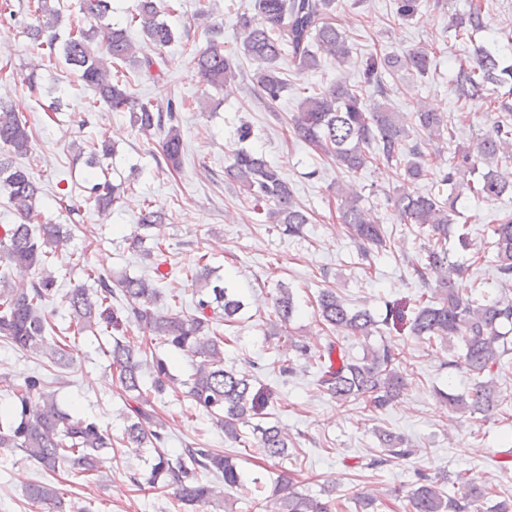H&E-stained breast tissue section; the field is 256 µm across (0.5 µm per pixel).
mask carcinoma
Here are the masks:
<instances>
[{"label": "carcinoma", "mask_w": 512, "mask_h": 512, "mask_svg": "<svg viewBox=\"0 0 512 512\" xmlns=\"http://www.w3.org/2000/svg\"><path fill=\"white\" fill-rule=\"evenodd\" d=\"M112 0H83L82 11L93 25H70L60 38L59 9L53 0H34L28 5L36 23L25 31L32 49H49L59 53L65 63L89 87L96 101L115 112H127L130 121L144 136L157 135L166 167H180L184 137L178 112L184 101L140 99L131 92V79L114 71L119 63L135 62L136 46L128 35V26L138 25L145 40L158 50L170 45L175 30L161 19L162 0H136L126 23L112 21ZM335 0H253L251 14L240 18L244 54L259 64L253 75L257 94L269 105L274 104L288 87L279 62L291 56L298 68L315 70L326 56L339 65L348 63L351 47L348 35L336 24ZM482 0L470 3L465 17L455 21L456 31L470 37L485 30ZM397 16L413 20L423 16L422 0H397ZM432 50L410 49L406 54H372L363 65V84H336L304 97L293 113L289 125L296 139L332 157L336 165L349 171L363 169L372 161L403 162L401 176L420 180L429 175L430 164L417 144L407 145L409 128L400 113L388 103V88L383 75L400 70L422 77L432 66ZM197 72L206 84L221 87L234 81L240 67L233 57L213 45L194 57ZM512 85V65H503L494 49H485L473 64L461 65L455 78L456 98L467 104L487 102L488 86ZM497 117L474 147L454 150L448 172L441 175L440 185L448 187L447 197L426 193L397 195L393 207L402 224H412L427 240L425 255L414 271L425 282L434 281L429 299L416 305L409 319L410 333L429 341L457 342L462 348L460 362L471 376V390L442 393L441 401L454 413L485 417L501 411L502 400L495 374L509 366L505 356L512 352L508 336L512 334V298L477 300L457 287L468 268L448 260V226L458 213L460 196L455 194L458 176L474 173L484 163L487 171L477 181L467 184L473 197L495 200L512 191V107L495 106ZM412 128L429 138H444L448 132V115L424 108L416 113ZM35 134L25 116L13 107L0 103V188L8 194L18 217L15 224H0V340L17 349L45 358L51 367L61 369L72 359L66 338L46 335L45 305L56 293L55 259L68 245L71 231L62 224L42 223L37 207L40 187L30 171L16 159L32 153ZM115 146L102 137L91 144L92 163L97 171L86 179V200L100 213L119 203L126 187L115 184L103 160ZM224 178L247 195L253 209L266 222L277 224L290 237L303 235L310 223L308 212L299 205L281 171L262 155L241 149L224 168ZM340 223L358 248L361 259L368 262L387 247V233L373 222L361 204V198L347 189L337 193ZM170 219L168 211L152 202L142 208L136 230L131 234L132 248L144 258H154L161 244L145 246L146 231ZM493 262L504 284L512 283V215L488 226ZM31 274L29 282L11 281V269ZM155 277L116 278L99 275L93 284H78L67 292L73 334H83L96 326L118 331L135 324L146 329L163 343L191 355L196 360L194 372L185 382L187 396L206 410L228 440L241 443L240 427L252 429L255 442L270 459L288 456V433L276 422L265 420L264 410L272 393L255 386L256 380L224 365V336L214 328L217 319L230 325L237 321L243 301L219 281L211 280L212 270L197 263L191 275L196 298L193 312L176 310L172 302L157 307L161 298L159 284L168 273L155 266ZM273 313L280 324L292 318L293 295L283 284L277 285L272 298ZM317 317L321 324L338 333L369 336L376 321L366 309H353L333 289L323 290L317 300ZM288 349L296 356L315 362L318 385L337 402L358 401L373 412H383L406 389L407 360L403 351L383 345L351 358L331 341L318 353L307 344L288 339ZM109 357L112 383L132 401L125 413L123 441L130 448H151L155 453L148 477L133 476L139 488H158V483L172 490L174 498L200 512L224 501V487L244 486L242 475L231 457L216 448H186L171 458L163 451L167 437L161 432L152 398L165 392L168 366L159 357H148L142 344L116 338L104 351ZM151 365L155 378L146 387L143 370ZM0 383L11 393V407L0 420V450L18 449L43 471L56 473L71 469L84 477L97 475L104 463V453L112 447V434L97 422L62 411L55 392L40 375L14 384L3 377ZM377 440L382 455L368 466H383L394 460L407 459L416 449L400 434L380 430ZM204 473L222 476L224 486L202 478ZM462 491L449 495L445 481L420 472L407 492L402 512H512V499L489 506L492 494L480 481L463 474L458 476ZM277 512H337L342 504L331 494L313 497L298 492L288 475L277 478L274 488ZM27 498L41 512H67L62 493L51 482L31 484Z\"/></svg>", "instance_id": "cac0c4a2"}]
</instances>
